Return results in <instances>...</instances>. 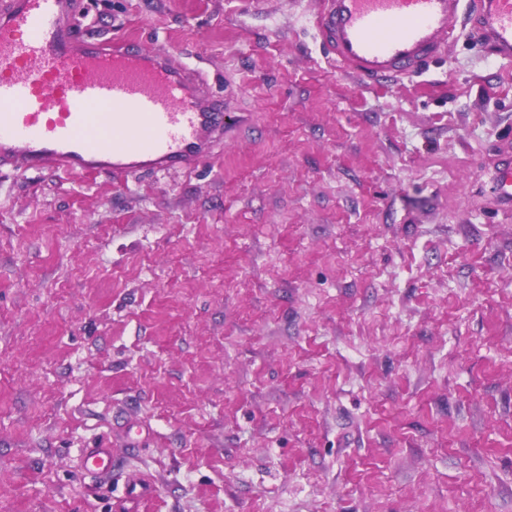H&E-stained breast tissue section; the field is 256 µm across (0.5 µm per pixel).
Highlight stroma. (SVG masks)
Here are the masks:
<instances>
[{"label": "stroma", "mask_w": 512, "mask_h": 512, "mask_svg": "<svg viewBox=\"0 0 512 512\" xmlns=\"http://www.w3.org/2000/svg\"><path fill=\"white\" fill-rule=\"evenodd\" d=\"M77 3L205 68L224 144L0 171V512H512V65L466 29L363 84L317 0ZM497 197L500 204L508 209L512 208V155L506 152L501 167L497 173ZM83 465L86 471L92 472L98 477L108 476L112 466L111 448H85Z\"/></svg>", "instance_id": "35a3bbf8"}]
</instances>
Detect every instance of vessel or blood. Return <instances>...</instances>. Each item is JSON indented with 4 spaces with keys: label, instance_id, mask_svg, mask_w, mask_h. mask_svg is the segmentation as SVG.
Here are the masks:
<instances>
[{
    "label": "vessel or blood",
    "instance_id": "1",
    "mask_svg": "<svg viewBox=\"0 0 512 512\" xmlns=\"http://www.w3.org/2000/svg\"><path fill=\"white\" fill-rule=\"evenodd\" d=\"M314 20L342 73L378 83L419 73L471 24L512 63V0H318ZM224 141L207 73L123 39L81 35L72 0H0V169L79 177L195 172ZM512 208V155L497 173ZM108 476L112 451L88 448Z\"/></svg>",
    "mask_w": 512,
    "mask_h": 512
}]
</instances>
